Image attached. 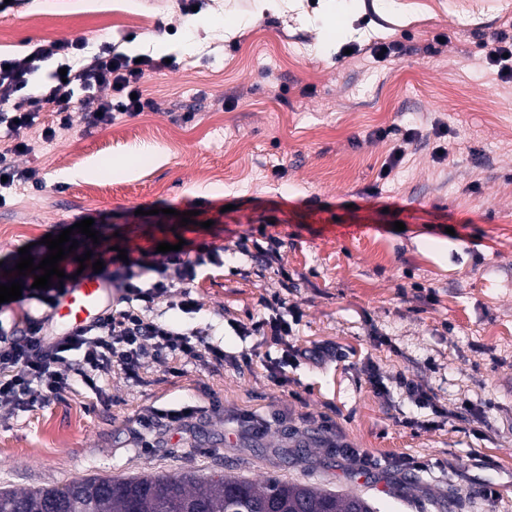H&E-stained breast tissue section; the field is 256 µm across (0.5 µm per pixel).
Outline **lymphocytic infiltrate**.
<instances>
[{"instance_id":"1","label":"lymphocytic infiltrate","mask_w":512,"mask_h":512,"mask_svg":"<svg viewBox=\"0 0 512 512\" xmlns=\"http://www.w3.org/2000/svg\"><path fill=\"white\" fill-rule=\"evenodd\" d=\"M84 42L50 43L36 46L20 60H0V128L10 142L0 148V204L7 184L19 178L33 180L35 172L18 175L15 155L27 152L26 136L38 133L44 141L71 127V101L74 87L110 89L109 97L99 99L95 110L86 112L87 129H97L115 122L117 117L134 118L148 108L140 98V84L147 72L156 68L151 58L134 61L105 45L90 61L79 67H68L65 79L55 80L44 92L29 90L30 77L54 56H69L83 50ZM51 107L55 119L45 124L41 119L44 107ZM215 251L199 244L195 252H167L163 261L152 264L150 282H142L143 260H121L111 257L104 276L122 294L118 307L110 308L97 322L76 329L65 338L56 339L48 333L45 322L35 316L23 324L0 325V416L12 415L36 405L57 399L71 386L72 377L92 390H99L103 381L115 373L135 379L146 357L164 361L177 356L201 358L220 366L227 358L223 348L210 343L202 328L185 330L154 316L158 303L185 313H193L198 303L192 296L197 270L205 263H217ZM259 318L238 323L236 333L247 338L259 336L272 344H282L292 332L294 321L300 320L297 309L287 308L282 300L265 303ZM77 353L73 368H66L67 353ZM197 413L194 406L152 411L140 417L139 447H149L158 431L170 424H179L190 432Z\"/></svg>"}]
</instances>
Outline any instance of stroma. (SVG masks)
I'll use <instances>...</instances> for the list:
<instances>
[{
	"mask_svg": "<svg viewBox=\"0 0 512 512\" xmlns=\"http://www.w3.org/2000/svg\"><path fill=\"white\" fill-rule=\"evenodd\" d=\"M465 21L448 0H10L0 7V58L85 40L162 68L141 89L152 107L86 131L101 93L75 88L72 127L53 142L30 134L17 185L0 205V268L22 247L90 216L99 242L146 261L184 239L220 248L222 264L194 284L197 313L164 320L205 327L240 354H281L231 324L285 298L302 314L288 343L328 347L324 361L286 367L275 385L260 364L212 368L191 358H146L138 382L115 376L105 395L81 382L49 405L0 418V490L61 487L102 476H277L358 493L381 512H512V81L479 44L512 26V0H481ZM231 13L243 27L199 28ZM395 42L385 58L374 44ZM191 120H184V113ZM150 128L163 158L140 157L132 176L61 179L70 159L116 160ZM421 135L403 143L401 132ZM453 153L438 160L436 146ZM404 159L389 177L395 148ZM197 211L198 224L180 213ZM404 230H395V222ZM76 255L67 256L76 268ZM377 366L386 388L368 382ZM411 382L431 397H408ZM199 410L194 433L168 427L152 448L134 445L135 421L155 409ZM265 420L253 436L242 416ZM364 449L370 470L339 456ZM312 448L305 462L296 446ZM420 462V469L407 464ZM489 466H480V459ZM492 483L498 496L474 495Z\"/></svg>",
	"mask_w": 512,
	"mask_h": 512,
	"instance_id": "obj_1",
	"label": "stroma"
}]
</instances>
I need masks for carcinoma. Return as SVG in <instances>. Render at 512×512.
Returning a JSON list of instances; mask_svg holds the SVG:
<instances>
[{
	"label": "carcinoma",
	"mask_w": 512,
	"mask_h": 512,
	"mask_svg": "<svg viewBox=\"0 0 512 512\" xmlns=\"http://www.w3.org/2000/svg\"><path fill=\"white\" fill-rule=\"evenodd\" d=\"M53 499L64 503L61 512H379L357 494L339 495L276 478L255 482L220 472L90 476L61 488L0 491V512H48L46 504Z\"/></svg>",
	"instance_id": "1"
}]
</instances>
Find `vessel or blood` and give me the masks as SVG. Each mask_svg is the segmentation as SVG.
Instances as JSON below:
<instances>
[{
  "instance_id": "obj_1",
  "label": "vessel or blood",
  "mask_w": 512,
  "mask_h": 512,
  "mask_svg": "<svg viewBox=\"0 0 512 512\" xmlns=\"http://www.w3.org/2000/svg\"><path fill=\"white\" fill-rule=\"evenodd\" d=\"M112 285L102 276L81 274L70 280L64 294L51 310L50 331L58 338L97 321L106 311Z\"/></svg>"
}]
</instances>
